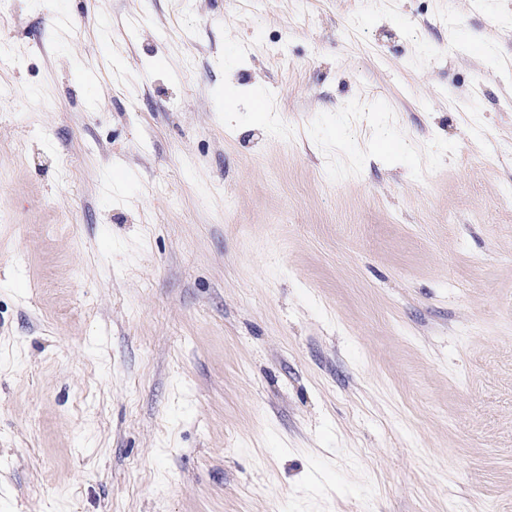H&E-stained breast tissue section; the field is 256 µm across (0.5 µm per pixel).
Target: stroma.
<instances>
[{
	"label": "stroma",
	"mask_w": 512,
	"mask_h": 512,
	"mask_svg": "<svg viewBox=\"0 0 512 512\" xmlns=\"http://www.w3.org/2000/svg\"><path fill=\"white\" fill-rule=\"evenodd\" d=\"M1 89L0 512H512V0H7Z\"/></svg>",
	"instance_id": "stroma-1"
}]
</instances>
